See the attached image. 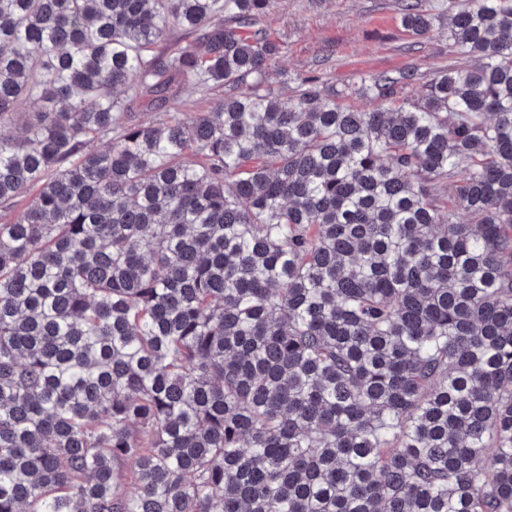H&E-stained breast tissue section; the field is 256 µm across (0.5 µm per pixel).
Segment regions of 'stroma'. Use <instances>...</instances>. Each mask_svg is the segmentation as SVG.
Returning a JSON list of instances; mask_svg holds the SVG:
<instances>
[{"mask_svg":"<svg viewBox=\"0 0 512 512\" xmlns=\"http://www.w3.org/2000/svg\"><path fill=\"white\" fill-rule=\"evenodd\" d=\"M262 27L285 45L266 85L275 94H288L290 79L300 75H319L341 90L411 66L429 73L449 59L446 24L414 37L400 23L398 0H271ZM221 98V92L182 85L164 111L142 103L135 110L140 120L152 123L167 112L188 116L211 110Z\"/></svg>","mask_w":512,"mask_h":512,"instance_id":"stroma-1","label":"stroma"}]
</instances>
